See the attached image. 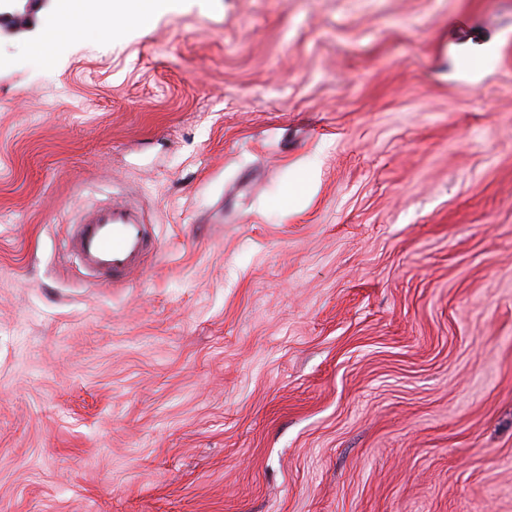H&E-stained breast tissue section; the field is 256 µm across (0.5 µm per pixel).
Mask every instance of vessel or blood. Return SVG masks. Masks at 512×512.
<instances>
[{
    "mask_svg": "<svg viewBox=\"0 0 512 512\" xmlns=\"http://www.w3.org/2000/svg\"><path fill=\"white\" fill-rule=\"evenodd\" d=\"M150 244L148 224L125 203L87 212L69 240L89 271L111 275L116 281L141 268Z\"/></svg>",
    "mask_w": 512,
    "mask_h": 512,
    "instance_id": "obj_1",
    "label": "vessel or blood"
}]
</instances>
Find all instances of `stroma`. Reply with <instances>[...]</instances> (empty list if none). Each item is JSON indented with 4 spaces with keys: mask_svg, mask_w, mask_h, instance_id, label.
Here are the masks:
<instances>
[{
    "mask_svg": "<svg viewBox=\"0 0 512 512\" xmlns=\"http://www.w3.org/2000/svg\"><path fill=\"white\" fill-rule=\"evenodd\" d=\"M66 19L0 27V512H512V0ZM150 244L148 224L126 203L87 212L69 240L89 271L112 275L115 282L141 268Z\"/></svg>",
    "mask_w": 512,
    "mask_h": 512,
    "instance_id": "35a3bbf8",
    "label": "stroma"
}]
</instances>
